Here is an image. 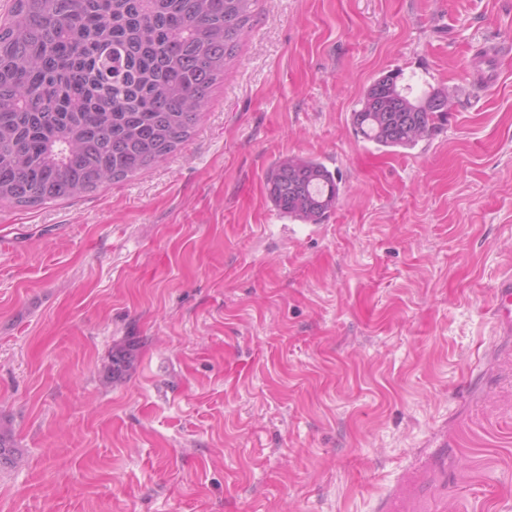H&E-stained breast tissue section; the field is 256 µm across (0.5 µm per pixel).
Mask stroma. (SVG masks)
<instances>
[{
	"instance_id": "1",
	"label": "stroma",
	"mask_w": 512,
	"mask_h": 512,
	"mask_svg": "<svg viewBox=\"0 0 512 512\" xmlns=\"http://www.w3.org/2000/svg\"><path fill=\"white\" fill-rule=\"evenodd\" d=\"M396 69L452 106L387 152L351 115ZM510 272L512 0H259L175 153L0 202V512H512ZM265 190L280 214L313 224L321 221L339 195L333 173L308 158L276 162L267 173ZM496 288L492 313L500 320H512V275L503 277Z\"/></svg>"
}]
</instances>
